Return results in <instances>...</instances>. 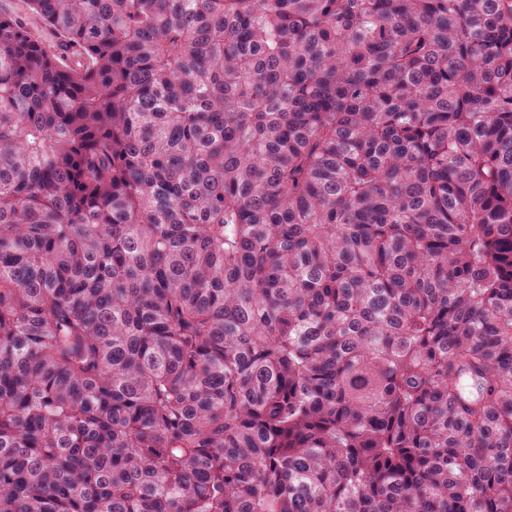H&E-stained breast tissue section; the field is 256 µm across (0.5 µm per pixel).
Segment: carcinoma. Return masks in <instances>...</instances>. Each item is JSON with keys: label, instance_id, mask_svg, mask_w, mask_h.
Returning <instances> with one entry per match:
<instances>
[{"label": "carcinoma", "instance_id": "1", "mask_svg": "<svg viewBox=\"0 0 512 512\" xmlns=\"http://www.w3.org/2000/svg\"><path fill=\"white\" fill-rule=\"evenodd\" d=\"M0 14V512H512V0ZM0 14L19 20L46 45L55 47L58 44L50 29L29 10L27 0H0Z\"/></svg>", "mask_w": 512, "mask_h": 512}]
</instances>
